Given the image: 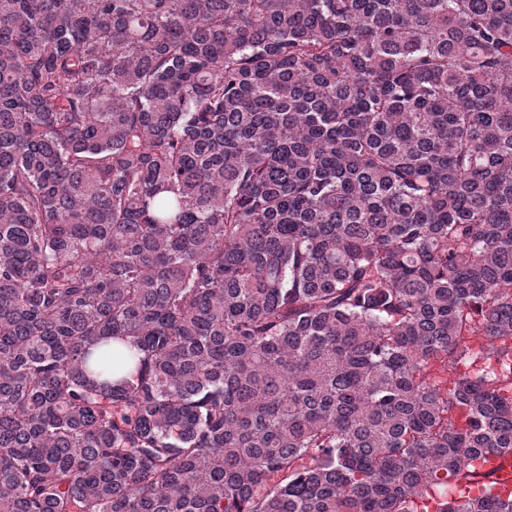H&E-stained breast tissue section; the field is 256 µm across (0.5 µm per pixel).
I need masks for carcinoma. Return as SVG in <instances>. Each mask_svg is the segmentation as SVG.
I'll list each match as a JSON object with an SVG mask.
<instances>
[{"instance_id": "obj_1", "label": "carcinoma", "mask_w": 512, "mask_h": 512, "mask_svg": "<svg viewBox=\"0 0 512 512\" xmlns=\"http://www.w3.org/2000/svg\"><path fill=\"white\" fill-rule=\"evenodd\" d=\"M502 337L512 0H0V512H512ZM490 463L483 466V472H491L498 487L505 492L512 488V454L490 455Z\"/></svg>"}]
</instances>
